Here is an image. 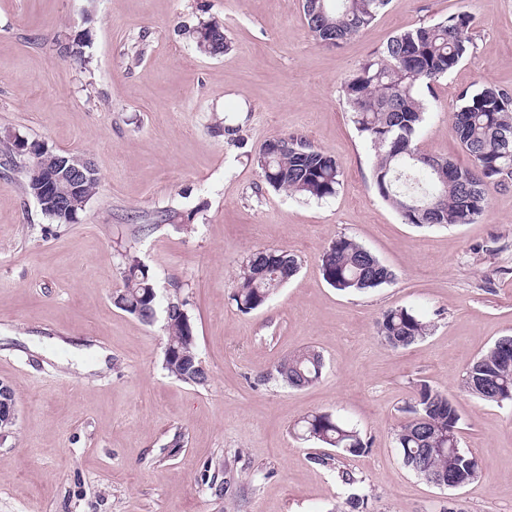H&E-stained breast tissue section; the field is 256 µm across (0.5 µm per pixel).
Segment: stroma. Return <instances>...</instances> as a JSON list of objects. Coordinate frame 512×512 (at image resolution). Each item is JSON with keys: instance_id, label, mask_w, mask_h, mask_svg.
<instances>
[{"instance_id": "1", "label": "stroma", "mask_w": 512, "mask_h": 512, "mask_svg": "<svg viewBox=\"0 0 512 512\" xmlns=\"http://www.w3.org/2000/svg\"><path fill=\"white\" fill-rule=\"evenodd\" d=\"M463 10L474 49L423 89L419 148L470 163L452 116L465 89L512 91V0H389L337 47L311 36L302 0H0V136L95 162L101 182L78 219L58 224L0 170V382L14 391L16 432L0 444V512H347L338 473L366 481L360 512H512V404L463 389L472 362L512 336V187L493 189L475 223L418 227L372 185L343 83L397 33ZM223 25L229 51L199 53V23ZM84 36L83 58L58 49ZM305 135L343 170L335 196L302 200L266 186L253 157L269 138ZM184 215L163 224L162 214ZM347 236L394 281L345 294L320 258ZM275 248L298 275L245 314L232 296L246 255ZM152 275L161 302L183 301L206 386L162 368L160 324L116 308L120 255ZM404 307L430 333L394 350L376 320ZM72 336L110 349L79 373L29 348ZM311 346L326 367L292 389L268 375ZM448 393L461 448L480 478L449 490L401 459L394 429L419 383ZM331 412L357 428L364 454L321 466L292 427ZM179 453L167 455L174 434Z\"/></svg>"}]
</instances>
